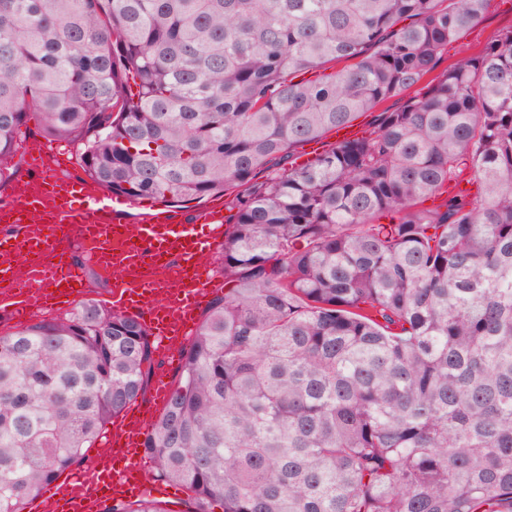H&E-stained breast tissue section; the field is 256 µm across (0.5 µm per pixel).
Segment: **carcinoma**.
<instances>
[{
	"instance_id": "obj_1",
	"label": "carcinoma",
	"mask_w": 512,
	"mask_h": 512,
	"mask_svg": "<svg viewBox=\"0 0 512 512\" xmlns=\"http://www.w3.org/2000/svg\"><path fill=\"white\" fill-rule=\"evenodd\" d=\"M487 5L0 0V181L34 114L131 200L245 187L143 444L193 512H512V27L420 86ZM153 350L93 300L0 334V512L86 460ZM406 95L392 97L381 101L377 106L368 112L359 115V117L352 123L353 127L360 131L359 138L366 136L373 130L374 119L380 112H391L398 109L405 101ZM357 135L358 133L354 129H351L350 126L338 128L335 130V134L334 131H332L328 133L325 137H323L318 143H316L317 147L320 148L316 153H311V144L305 143L297 146L292 151V156L290 157L289 161H295L296 164H302L308 161H312L319 153L322 152V150H326L336 143L352 140Z\"/></svg>"
}]
</instances>
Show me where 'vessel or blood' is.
<instances>
[{"instance_id": "obj_1", "label": "vessel or blood", "mask_w": 512, "mask_h": 512, "mask_svg": "<svg viewBox=\"0 0 512 512\" xmlns=\"http://www.w3.org/2000/svg\"><path fill=\"white\" fill-rule=\"evenodd\" d=\"M72 152L68 145L46 144L28 160L54 199L53 217L39 227L31 226L27 215L41 204L35 195L11 208L6 221L17 225L20 232L0 238V278L12 273L9 257L14 253L30 256V274L15 292L0 298V309L29 320L58 304L75 302L85 283L69 252L73 246L86 249L90 262L105 271H125L163 258L174 283L166 296L156 297L151 281L130 278L115 287L110 304L138 316L166 359H180L183 345L196 329L197 312L211 294L208 260L223 235V205H209L190 221L173 210L147 213L135 227H128L119 218L126 198L63 175V167L73 162ZM151 418V411L129 408L113 436L122 466H112L107 454H100L78 477L50 484L49 494L32 503L33 512H52L60 501L72 512H100L108 499L143 493L146 457L142 444Z\"/></svg>"}]
</instances>
